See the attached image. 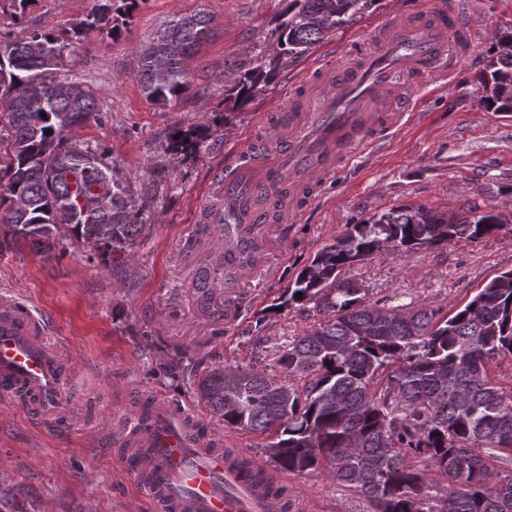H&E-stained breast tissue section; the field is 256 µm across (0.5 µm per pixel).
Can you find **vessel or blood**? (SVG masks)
I'll list each match as a JSON object with an SVG mask.
<instances>
[{"label":"vessel or blood","mask_w":512,"mask_h":512,"mask_svg":"<svg viewBox=\"0 0 512 512\" xmlns=\"http://www.w3.org/2000/svg\"><path fill=\"white\" fill-rule=\"evenodd\" d=\"M398 21L370 54L356 52L336 65H318L315 93L275 131L266 149L239 151L225 163L224 322L243 315L241 288L278 258L277 227L296 222L302 202L332 179L342 164L378 146L413 111L397 89L396 72L419 84L455 77L466 65L472 23L456 6L432 13L398 10ZM68 371L62 349L43 320L22 300H0V394L24 396L42 423L56 422ZM123 463L146 490L155 512H282L283 503L224 454L222 442L202 431L195 408L159 395L145 416L118 428Z\"/></svg>","instance_id":"1"}]
</instances>
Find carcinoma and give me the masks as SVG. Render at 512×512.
<instances>
[{"label": "carcinoma", "mask_w": 512, "mask_h": 512, "mask_svg": "<svg viewBox=\"0 0 512 512\" xmlns=\"http://www.w3.org/2000/svg\"><path fill=\"white\" fill-rule=\"evenodd\" d=\"M376 0H279L277 51L235 68L224 103L237 109L272 84L288 63L309 55L327 35L365 14ZM138 0H107L76 22L80 35L111 25L110 13L130 14ZM212 32L199 11L167 22L138 49V76L148 99L167 106L190 82L186 61ZM512 28L498 32L477 75L481 105L512 117ZM63 46L50 31L13 40L0 36V224L16 241L49 254L82 243L115 270L116 255L139 245L151 201L132 190L105 153L66 145L67 133L96 117L93 88L61 74L51 58ZM210 125L171 135V157L197 151ZM502 216L476 212L456 221L423 208L398 207L354 224L324 245L290 281L281 302L314 304L317 326L266 351L298 389L263 369L242 370L224 390L217 364L194 381L197 398L228 430L268 435L269 460L284 472L323 469L340 487L364 497L374 512H433L431 473L448 479L446 512H512V391L489 377L486 365L512 356V270L485 285L443 321L437 310L404 304L405 315L381 316L365 288L342 271L391 248L412 252L498 232ZM224 255L203 268L193 288L210 302ZM301 297H296L297 293ZM288 390L289 407L281 395ZM501 457L497 471L491 459ZM419 459L426 468L416 469Z\"/></svg>", "instance_id": "carcinoma-1"}]
</instances>
